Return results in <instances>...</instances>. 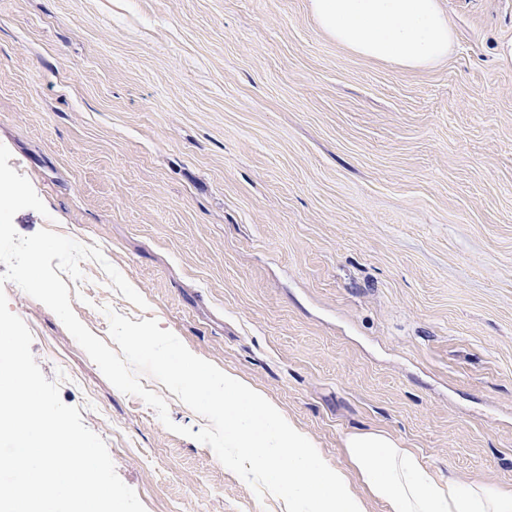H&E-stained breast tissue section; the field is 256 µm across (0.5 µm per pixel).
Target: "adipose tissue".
I'll return each mask as SVG.
<instances>
[{
  "instance_id": "ef3b65f1",
  "label": "adipose tissue",
  "mask_w": 512,
  "mask_h": 512,
  "mask_svg": "<svg viewBox=\"0 0 512 512\" xmlns=\"http://www.w3.org/2000/svg\"><path fill=\"white\" fill-rule=\"evenodd\" d=\"M318 28L352 53L421 70L444 60L454 31L439 0H308ZM182 377L192 393L224 407V435L235 456L288 498V512H368V498L390 512H512V486L441 478L414 449L382 430L342 437L347 464L331 467L293 419L263 393L231 373L184 357ZM360 480L367 490L352 488Z\"/></svg>"
}]
</instances>
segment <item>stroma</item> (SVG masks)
Listing matches in <instances>:
<instances>
[{"mask_svg":"<svg viewBox=\"0 0 512 512\" xmlns=\"http://www.w3.org/2000/svg\"><path fill=\"white\" fill-rule=\"evenodd\" d=\"M448 57L407 70L325 36L307 0H0V144L101 249L78 319H156L342 466L380 429L440 476L512 485V0H442ZM8 306L146 512H286L117 390L57 315Z\"/></svg>","mask_w":512,"mask_h":512,"instance_id":"35a3bbf8","label":"stroma"}]
</instances>
